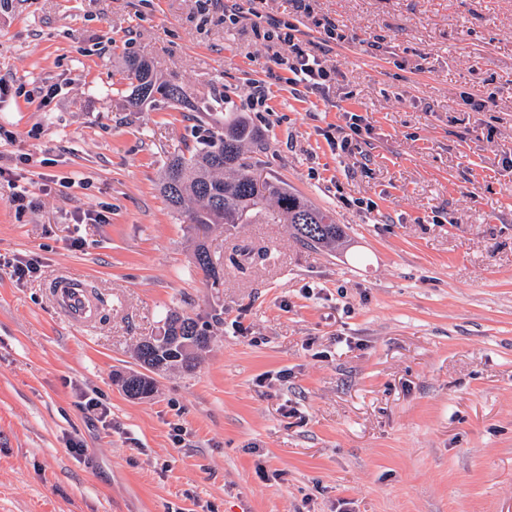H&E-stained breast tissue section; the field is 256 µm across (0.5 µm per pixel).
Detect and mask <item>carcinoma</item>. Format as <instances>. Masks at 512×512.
Here are the masks:
<instances>
[{"label":"carcinoma","mask_w":512,"mask_h":512,"mask_svg":"<svg viewBox=\"0 0 512 512\" xmlns=\"http://www.w3.org/2000/svg\"><path fill=\"white\" fill-rule=\"evenodd\" d=\"M125 83L131 87L129 102L133 106L158 95L173 108L200 111L183 86L158 82L145 59L126 57L114 92H122L120 86ZM260 138L249 118L237 114L225 121L222 129L171 154L162 170L160 193L168 206L201 235L192 263L213 285L224 278V262L211 252L206 236L218 224H246L273 207L291 226L294 237L307 247L330 249L343 238L340 225L330 214L281 183L268 179L260 180L258 185L253 183L255 172L245 162L244 154L247 147L259 144ZM210 327V321L199 315L168 313L161 332L139 343L137 357L150 355L151 368L147 375L139 373L122 380L125 395L132 399L150 396L154 389L153 373L170 368L194 372L199 354L209 348Z\"/></svg>","instance_id":"1"}]
</instances>
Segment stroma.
Instances as JSON below:
<instances>
[{
  "label": "stroma",
  "mask_w": 512,
  "mask_h": 512,
  "mask_svg": "<svg viewBox=\"0 0 512 512\" xmlns=\"http://www.w3.org/2000/svg\"><path fill=\"white\" fill-rule=\"evenodd\" d=\"M233 2L0 0V77L25 89L0 100V512H512V0H260L333 70L321 99L274 80ZM128 55L223 111L130 106ZM229 112L263 134L253 171L344 237L220 226L213 288L158 183ZM352 114L349 154L328 135ZM62 270L106 300L95 328L56 314ZM171 310L213 317L209 349L126 397ZM122 389L125 395L129 398H145L150 396L153 392L154 379L149 375L137 373L134 379L131 378V376L123 378Z\"/></svg>",
  "instance_id": "1"
}]
</instances>
